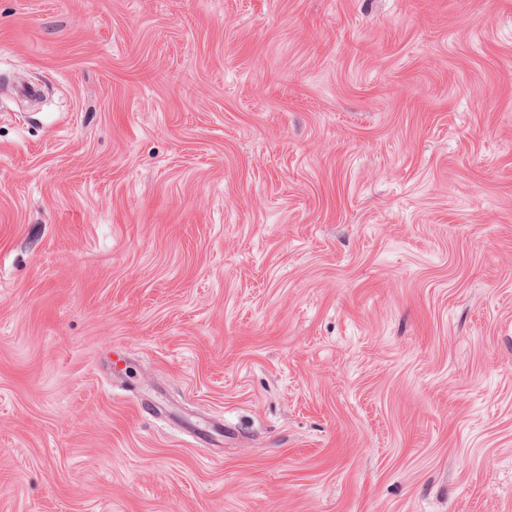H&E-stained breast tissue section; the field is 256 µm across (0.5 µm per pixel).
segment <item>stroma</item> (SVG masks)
<instances>
[{"label": "stroma", "instance_id": "35a3bbf8", "mask_svg": "<svg viewBox=\"0 0 512 512\" xmlns=\"http://www.w3.org/2000/svg\"><path fill=\"white\" fill-rule=\"evenodd\" d=\"M0 512H512V0H0Z\"/></svg>", "mask_w": 512, "mask_h": 512}]
</instances>
